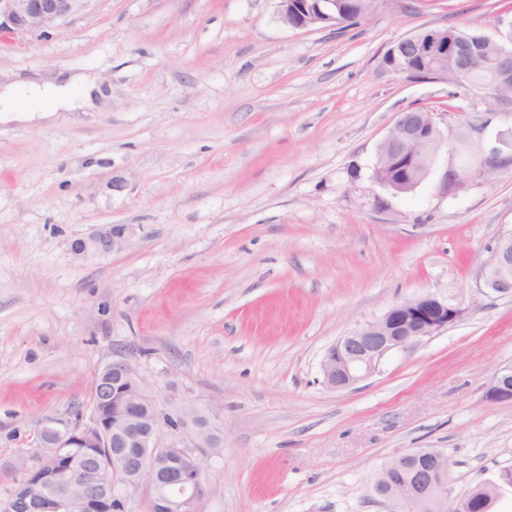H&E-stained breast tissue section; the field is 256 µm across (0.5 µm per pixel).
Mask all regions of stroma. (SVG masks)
I'll return each mask as SVG.
<instances>
[{
    "label": "stroma",
    "mask_w": 512,
    "mask_h": 512,
    "mask_svg": "<svg viewBox=\"0 0 512 512\" xmlns=\"http://www.w3.org/2000/svg\"><path fill=\"white\" fill-rule=\"evenodd\" d=\"M277 0H90L49 34L0 33V72H91L104 105L0 115V464L48 418L89 413L123 358L162 413L188 401L223 432L202 512H391L388 460L448 453L460 495L512 467V298L479 275L512 232V166L440 193L443 147L396 193L372 177L398 113L512 128V107L382 64L398 40L457 25L498 39L497 0H399L358 25L293 29ZM125 228L108 255L73 244ZM431 293L461 318L354 386L320 361L340 336ZM512 377L511 366H503L496 370L493 378V399L487 400L491 403L512 402Z\"/></svg>",
    "instance_id": "35a3bbf8"
}]
</instances>
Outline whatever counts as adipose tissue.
I'll use <instances>...</instances> for the list:
<instances>
[{
	"mask_svg": "<svg viewBox=\"0 0 512 512\" xmlns=\"http://www.w3.org/2000/svg\"><path fill=\"white\" fill-rule=\"evenodd\" d=\"M96 79L78 74L43 83H0V112L53 114L74 112L91 107Z\"/></svg>",
	"mask_w": 512,
	"mask_h": 512,
	"instance_id": "obj_1",
	"label": "adipose tissue"
}]
</instances>
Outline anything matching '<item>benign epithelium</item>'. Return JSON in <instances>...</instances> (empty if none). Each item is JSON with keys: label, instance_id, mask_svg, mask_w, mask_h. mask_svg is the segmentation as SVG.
Instances as JSON below:
<instances>
[{"label": "benign epithelium", "instance_id": "7a95c632", "mask_svg": "<svg viewBox=\"0 0 512 512\" xmlns=\"http://www.w3.org/2000/svg\"><path fill=\"white\" fill-rule=\"evenodd\" d=\"M88 0H0V33L42 36L67 18L81 13ZM298 0H278L281 21L293 29H306L320 24L330 27L339 22L336 0H322L318 14L305 18L298 9ZM430 40L418 34L409 35L393 45L392 53L408 52L407 61L414 64L431 62L439 68L430 72L429 80L459 79V69L470 59L466 45L459 41L447 43L439 35L440 28H428ZM505 48H498L494 62L495 87L500 89L512 82V66ZM445 135L431 112H402L394 121L383 144L402 156L408 147L423 145L425 154L441 149ZM512 150L498 132L494 143L462 166L451 165L439 180V190L457 188L476 179L479 173L498 170L500 156ZM125 233L112 230L98 232L75 242L79 254L93 252L109 254L123 249ZM482 294L486 297L512 296V236L497 241L491 261L482 273ZM462 310L431 293L413 296L392 306L380 318L339 337L327 348L321 360L322 382L330 390L347 389L379 371L383 360L393 352L403 351L456 322ZM494 403L512 402V368L503 366L493 375ZM151 411L146 412L136 403H129L113 423L105 420L94 408L88 419L80 420L71 428L58 427L53 422L43 424L36 435L40 456L56 459L72 456L71 449L85 447L88 440L99 448L112 449V471L99 468L71 471L62 490L55 489L52 475L32 464L26 456L17 459L21 485L9 496L0 499V512H107L109 494L87 495L83 487L88 475L105 474L107 483L133 486L141 479L149 480L153 488L152 504L160 512H195L206 472V449L202 448L201 433L195 416L189 411L195 405L188 403L181 413L168 417L161 413L156 399L148 396ZM175 432L183 445L175 448H157L153 441L162 428ZM171 487H179L183 495L173 497ZM373 497L381 503L396 500V487L384 479H377L370 488Z\"/></svg>", "mask_w": 512, "mask_h": 512}]
</instances>
